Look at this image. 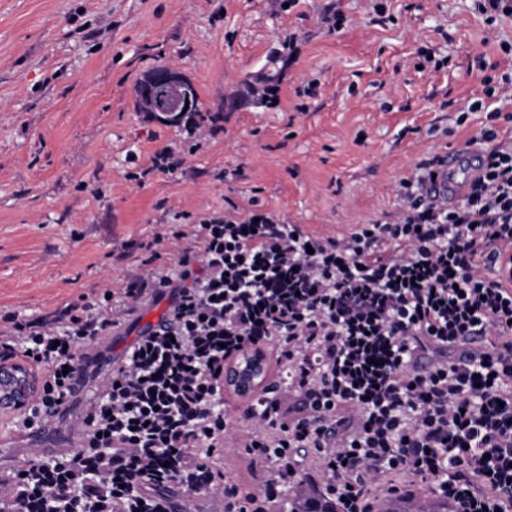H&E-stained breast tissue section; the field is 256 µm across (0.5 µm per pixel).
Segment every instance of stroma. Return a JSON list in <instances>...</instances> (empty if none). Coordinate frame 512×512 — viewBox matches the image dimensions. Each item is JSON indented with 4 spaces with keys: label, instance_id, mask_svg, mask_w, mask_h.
Listing matches in <instances>:
<instances>
[{
    "label": "stroma",
    "instance_id": "1",
    "mask_svg": "<svg viewBox=\"0 0 512 512\" xmlns=\"http://www.w3.org/2000/svg\"><path fill=\"white\" fill-rule=\"evenodd\" d=\"M504 41L512 17L487 25L472 0H0V331L137 276L176 224L392 219L400 180L485 124L456 119L512 72ZM425 48L448 68H419ZM160 64L194 84L203 130L136 111ZM266 75L268 106L227 92ZM162 151L174 172L152 169Z\"/></svg>",
    "mask_w": 512,
    "mask_h": 512
}]
</instances>
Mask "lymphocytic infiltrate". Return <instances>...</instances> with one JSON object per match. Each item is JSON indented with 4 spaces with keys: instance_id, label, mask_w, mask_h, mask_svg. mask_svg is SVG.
<instances>
[{
    "instance_id": "1",
    "label": "lymphocytic infiltrate",
    "mask_w": 512,
    "mask_h": 512,
    "mask_svg": "<svg viewBox=\"0 0 512 512\" xmlns=\"http://www.w3.org/2000/svg\"><path fill=\"white\" fill-rule=\"evenodd\" d=\"M463 202L424 187L438 158L399 183L391 222L319 237L274 213L210 216L177 231L169 267L106 287L52 317L14 319L0 361L41 376L13 417L35 437L45 409L75 419L85 352L143 306L168 299L94 396L82 443L0 473V512H171L168 491L221 492L224 512H273L296 495L298 448L315 451L343 512H375L395 476L451 512H512V139L489 127ZM262 346L280 377L228 408L224 366ZM237 438L265 465L257 492L218 482L209 459Z\"/></svg>"
}]
</instances>
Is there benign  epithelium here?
<instances>
[{
	"instance_id": "obj_1",
	"label": "benign epithelium",
	"mask_w": 512,
	"mask_h": 512,
	"mask_svg": "<svg viewBox=\"0 0 512 512\" xmlns=\"http://www.w3.org/2000/svg\"><path fill=\"white\" fill-rule=\"evenodd\" d=\"M193 84L179 70L163 66L142 81L140 92L149 100V113L158 119L177 123L186 113V101L190 100ZM268 362L261 347L249 348L233 359L224 370V387L245 393L264 388ZM5 379L18 386L20 394L35 395L39 385L27 368L19 363L0 362V380Z\"/></svg>"
}]
</instances>
